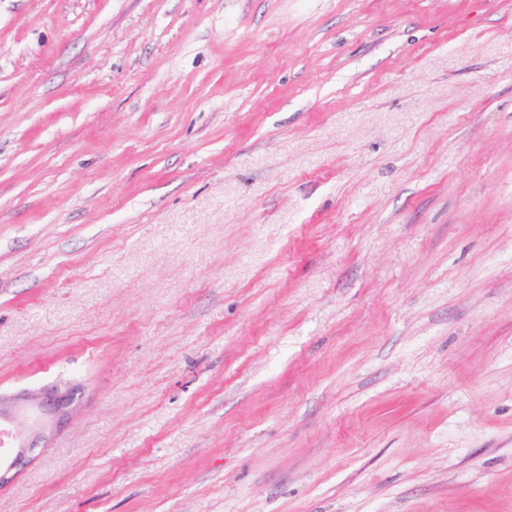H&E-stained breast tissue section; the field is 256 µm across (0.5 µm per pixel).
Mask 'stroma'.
Here are the masks:
<instances>
[{
  "label": "stroma",
  "instance_id": "stroma-1",
  "mask_svg": "<svg viewBox=\"0 0 512 512\" xmlns=\"http://www.w3.org/2000/svg\"><path fill=\"white\" fill-rule=\"evenodd\" d=\"M0 512H512V0H0ZM73 387L49 385L35 391H22L9 399H0L1 427L6 424L15 432L16 448L0 467V483L12 471L27 464V452L58 430L69 418Z\"/></svg>",
  "mask_w": 512,
  "mask_h": 512
}]
</instances>
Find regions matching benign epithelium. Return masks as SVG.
I'll list each match as a JSON object with an SVG mask.
<instances>
[{"instance_id":"obj_1","label":"benign epithelium","mask_w":512,"mask_h":512,"mask_svg":"<svg viewBox=\"0 0 512 512\" xmlns=\"http://www.w3.org/2000/svg\"><path fill=\"white\" fill-rule=\"evenodd\" d=\"M72 404V388L66 384L22 391L9 399H0V423L12 427L16 437V448L0 465V483L7 481L12 471L23 468L27 464V452L65 423Z\"/></svg>"}]
</instances>
